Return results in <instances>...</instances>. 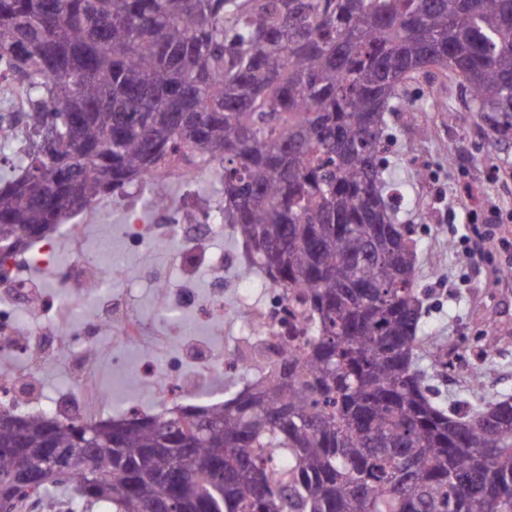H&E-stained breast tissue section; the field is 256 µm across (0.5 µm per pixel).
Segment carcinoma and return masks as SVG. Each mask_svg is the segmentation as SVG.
I'll list each match as a JSON object with an SVG mask.
<instances>
[{"label": "carcinoma", "mask_w": 512, "mask_h": 512, "mask_svg": "<svg viewBox=\"0 0 512 512\" xmlns=\"http://www.w3.org/2000/svg\"><path fill=\"white\" fill-rule=\"evenodd\" d=\"M435 69L512 129V0H0L22 135L0 183L18 252L180 162L221 185L243 273L298 290L302 354L222 406L64 424L0 410V502L110 512H512V396L446 409L419 366L414 227L385 116ZM76 458L45 477L53 450Z\"/></svg>", "instance_id": "carcinoma-1"}]
</instances>
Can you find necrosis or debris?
I'll return each mask as SVG.
<instances>
[{"label":"necrosis or debris","mask_w":512,"mask_h":512,"mask_svg":"<svg viewBox=\"0 0 512 512\" xmlns=\"http://www.w3.org/2000/svg\"><path fill=\"white\" fill-rule=\"evenodd\" d=\"M224 227L205 221L189 204L169 207L152 224L129 217L115 230L123 254L142 258L129 272L121 256L114 257L106 275L90 276L96 257L87 254L83 227L65 230L74 252L73 262L52 263V246L43 244L28 259L48 271L57 287L36 292L13 260L0 261V350L14 361L0 387L9 388L12 407L31 406L67 422H85L118 410L112 390L96 375V360L108 350L114 367H122L129 352L140 354L139 373L163 407L203 397L210 383L229 371H248L261 377L305 350L311 336L306 319L293 312L288 288L274 281L241 276L232 304L224 302V272L239 264L235 254L213 250ZM173 250L160 264L151 253L157 242ZM203 261L215 286L206 295L193 287L192 264ZM130 286L149 283L163 291L154 321L142 319L127 293L112 289L113 279ZM201 323L220 322L225 314L238 321L232 343L213 350L210 339L181 332L185 313ZM62 361L72 372L71 385L29 395L23 380L37 362Z\"/></svg>","instance_id":"obj_1"}]
</instances>
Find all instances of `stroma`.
<instances>
[{
  "mask_svg": "<svg viewBox=\"0 0 512 512\" xmlns=\"http://www.w3.org/2000/svg\"><path fill=\"white\" fill-rule=\"evenodd\" d=\"M405 99L386 117L393 138L389 177L405 195L401 220L417 229L421 325L449 355L462 357L447 377L430 382L442 401L512 395V223L498 225L496 236L481 242L479 257L465 256L456 245L476 226L483 201L512 214V131L498 129L487 112H469L467 126H459L468 97L455 78L419 76L407 85ZM123 208L109 197L77 216L90 248L112 254V227Z\"/></svg>",
  "mask_w": 512,
  "mask_h": 512,
  "instance_id": "35a3bbf8",
  "label": "stroma"
}]
</instances>
